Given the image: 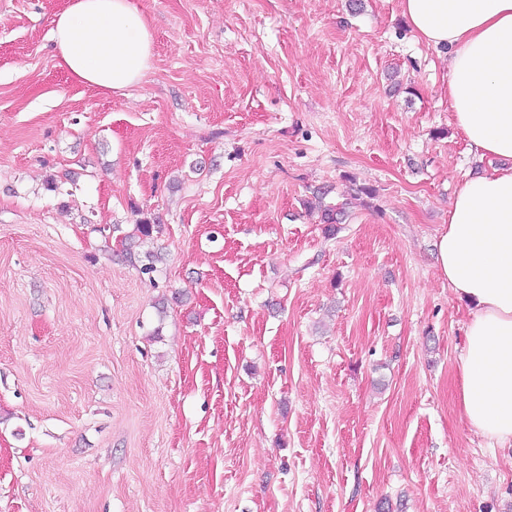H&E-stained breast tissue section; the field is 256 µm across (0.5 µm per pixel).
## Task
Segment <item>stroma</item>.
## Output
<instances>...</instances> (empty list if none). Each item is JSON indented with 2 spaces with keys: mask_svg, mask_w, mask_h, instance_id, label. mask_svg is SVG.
Returning a JSON list of instances; mask_svg holds the SVG:
<instances>
[{
  "mask_svg": "<svg viewBox=\"0 0 512 512\" xmlns=\"http://www.w3.org/2000/svg\"><path fill=\"white\" fill-rule=\"evenodd\" d=\"M66 2L0 0V512H512L436 261L500 162L400 0H133L124 96L59 67ZM143 221L150 276L119 256ZM322 198L315 196V200L321 209L320 224H323V233L327 237H333L338 231V224H342L344 217L343 207H335L330 205H322Z\"/></svg>",
  "mask_w": 512,
  "mask_h": 512,
  "instance_id": "stroma-1",
  "label": "stroma"
}]
</instances>
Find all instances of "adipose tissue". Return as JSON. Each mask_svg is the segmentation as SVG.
<instances>
[{
	"label": "adipose tissue",
	"instance_id": "1",
	"mask_svg": "<svg viewBox=\"0 0 512 512\" xmlns=\"http://www.w3.org/2000/svg\"><path fill=\"white\" fill-rule=\"evenodd\" d=\"M400 8L417 37L449 57L456 126L501 162L458 188L437 265L470 313L458 366L463 416L488 447L512 446V0H400ZM50 38L60 67L108 93L138 86L154 54L133 0H68Z\"/></svg>",
	"mask_w": 512,
	"mask_h": 512
}]
</instances>
